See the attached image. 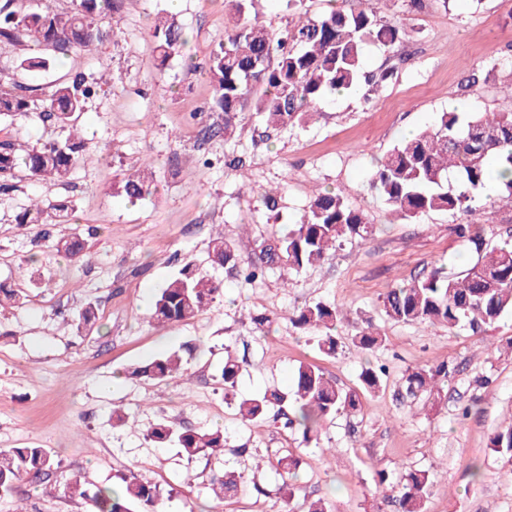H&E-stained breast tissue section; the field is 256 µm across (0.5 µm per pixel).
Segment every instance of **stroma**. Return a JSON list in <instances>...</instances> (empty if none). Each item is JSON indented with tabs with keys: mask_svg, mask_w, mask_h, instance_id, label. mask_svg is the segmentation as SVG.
<instances>
[{
	"mask_svg": "<svg viewBox=\"0 0 512 512\" xmlns=\"http://www.w3.org/2000/svg\"><path fill=\"white\" fill-rule=\"evenodd\" d=\"M259 22L282 30L329 8H359V0H256ZM177 18L186 42L165 71L153 64L152 31L161 14ZM387 20L406 31L398 52L367 43L366 70L385 65L394 77L372 94L327 95L308 122L265 131L250 111L240 112L233 136L199 141L200 130L224 124L209 104L211 51L228 25L225 0H122L112 37L97 50L54 57L48 71L19 70L29 47L0 49V81L32 88L44 98L52 85L81 74L105 76L80 120L86 159L68 182L15 180L0 193V279L24 294L22 304L0 312V448L39 446L60 463L49 482L32 477L0 496V512L23 503L27 512H85L65 497L67 480L87 488L118 486L132 471L163 491L164 512H279L280 478L265 459L297 448L299 435L282 421L242 423L224 397L219 369L225 353L243 359L237 391L291 388L296 365H318L332 381L358 384L364 361L384 364L379 391L365 394L360 410L327 421L318 447L306 450L293 512L324 499L332 512H394L374 481L428 471L432 485L424 512H512V454L491 437L512 427V312L478 331L450 330L388 319L389 289L444 264L459 272L475 257L451 230L456 219L431 212L413 222L395 219L369 189L368 174L407 131L432 123L441 112H512L502 88L512 82V0H388ZM61 130L31 112L0 124V142L19 149L62 139ZM243 157L245 168L231 165ZM150 160L152 196L132 203L124 178ZM281 186L276 211L262 203L264 189ZM341 193L377 227L374 237L329 253L316 267L248 284L212 265L208 245L223 231L243 260L253 258L273 230L303 220L318 191ZM68 200L65 223L48 228L19 224L28 197ZM81 234L79 258L57 252L59 238ZM193 265L218 284L220 295L193 320L172 327L150 323L156 290ZM336 303L344 314L341 346L333 357L288 318L305 303ZM96 303L94 328L74 318ZM272 324L256 329L251 313ZM383 338L363 355L353 344L366 324ZM179 352L182 370L166 380L132 379L129 367ZM449 363L453 375L441 397L405 396L404 377L416 368ZM126 415L112 420L113 410ZM174 427H222L246 454L189 459L148 438L160 420ZM481 477H473L472 466ZM242 472L257 490L221 502L208 483L213 472Z\"/></svg>",
	"mask_w": 512,
	"mask_h": 512,
	"instance_id": "stroma-1",
	"label": "stroma"
}]
</instances>
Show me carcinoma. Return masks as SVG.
Masks as SVG:
<instances>
[{"label": "carcinoma", "mask_w": 512, "mask_h": 512, "mask_svg": "<svg viewBox=\"0 0 512 512\" xmlns=\"http://www.w3.org/2000/svg\"><path fill=\"white\" fill-rule=\"evenodd\" d=\"M17 0H0V47L29 43L47 46L58 54L73 50L91 51L108 40L117 20L105 22L119 10L117 0H73L68 12H30L16 9ZM346 13L331 10L315 19L274 33L250 18L255 0H229L233 26L224 44L209 58L208 74L213 85L212 110L224 113V133L233 131L238 113L245 106L261 118L265 128L299 124L314 114V109L333 92H372L393 76V70H364L362 56L367 41L392 48L405 36L403 28L382 20L380 4ZM154 61L162 70L185 43L181 26L170 19H159L153 30ZM18 68L41 71L49 60L40 54L20 59ZM99 88L95 80L76 75L53 85L45 98L35 99L28 88L0 85V121L40 110L43 121L68 131L58 141L33 147L20 155L14 145L0 143V192L13 188L12 181L22 172L41 183L69 178L84 152L78 118L87 100ZM496 161L512 171V113L484 112L467 121L455 112H443L429 127L396 144L373 171L369 187L385 199L392 214L407 222L443 211L462 222L452 230L466 239L477 255L474 265L462 275L436 266L411 283L392 288L384 299L386 316L396 322H420L448 329L468 327L476 330L512 311V229L493 245L486 239L481 224L467 221L481 201L488 163ZM152 171L145 165L129 175L122 186L130 201L151 193ZM71 209L67 200L34 199L16 216L19 224L59 223ZM373 226L345 198L332 191L313 195L305 219L286 235L274 233L260 244L255 259L241 266L236 246L219 232L211 238L208 257L211 264L242 268L244 281L252 283L267 272L279 270L282 278L312 267L331 251L347 243L369 239ZM56 248L72 258L79 257L84 240L74 235L60 239ZM220 288L212 280L185 265L161 288L156 296L151 319L175 326L194 319L209 306ZM21 299L20 290L0 282V308L13 306ZM96 304L88 302L76 315L77 327L96 324ZM343 314L336 304L316 301L304 304L289 317L291 325L314 333L318 349L327 356L336 354V336ZM361 352H373L382 344L379 329L369 324L354 336ZM177 353L155 358L130 372L134 378L164 380L181 370ZM242 365L227 355L220 369L224 393L234 394ZM452 373L442 362L434 368L413 371L406 378V393L417 397L440 395L439 381ZM383 368L367 363L359 374L360 389L336 385L315 365L301 363L294 368L291 392L265 389L236 403L238 418L257 424L272 416L295 425L305 446L319 444L324 423L341 412H355L360 406V391L375 393L381 387ZM148 438L159 446L172 445L192 459L209 450H224L227 437L221 428H175L165 422L155 424ZM281 478V499L288 504L295 497L301 477L302 458L286 452L269 460ZM59 468L55 456L45 448L24 446L0 450V493L12 491L24 476L47 480ZM380 484L392 491L391 502L399 512H423L431 481L425 470H412L398 480L376 471ZM118 490L108 487L86 489L79 480L64 484L63 493L81 498L87 512H158L161 492L134 473L121 477ZM242 476L233 471L213 475L209 490L218 500L235 497L246 490Z\"/></svg>", "instance_id": "1"}]
</instances>
